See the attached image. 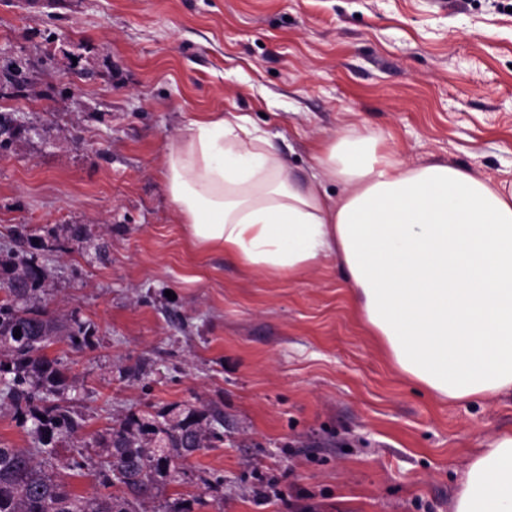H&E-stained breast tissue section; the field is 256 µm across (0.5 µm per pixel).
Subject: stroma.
<instances>
[{"mask_svg":"<svg viewBox=\"0 0 512 512\" xmlns=\"http://www.w3.org/2000/svg\"><path fill=\"white\" fill-rule=\"evenodd\" d=\"M199 112L246 117L299 176L353 125L408 165L512 183V0H0V281L15 232L42 238L48 311L93 329L47 350L85 420L61 456L132 415L218 408L223 442L147 512H454L512 396L419 386L336 259L288 279L194 246L162 169Z\"/></svg>","mask_w":512,"mask_h":512,"instance_id":"stroma-1","label":"stroma"}]
</instances>
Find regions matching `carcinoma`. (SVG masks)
<instances>
[{"instance_id":"obj_1","label":"carcinoma","mask_w":512,"mask_h":512,"mask_svg":"<svg viewBox=\"0 0 512 512\" xmlns=\"http://www.w3.org/2000/svg\"><path fill=\"white\" fill-rule=\"evenodd\" d=\"M36 248L14 253L15 272L0 283V407H9L32 436L30 448L0 447V512H140L177 461L222 439L217 427L224 426V413L213 409L206 424L190 411L176 421L129 418L108 427L68 459L66 468L92 469L98 482L92 496L75 493L56 473L58 448L77 437L84 419L67 405L71 381L46 349L59 337L87 348L91 332L77 316L59 323L38 305L46 272L36 264Z\"/></svg>"}]
</instances>
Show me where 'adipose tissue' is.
<instances>
[{
  "mask_svg": "<svg viewBox=\"0 0 512 512\" xmlns=\"http://www.w3.org/2000/svg\"><path fill=\"white\" fill-rule=\"evenodd\" d=\"M313 159L297 177L244 118L206 112L170 145L163 178L202 250L288 278L336 258L364 324L429 392L512 391V183L407 166L356 128ZM454 512H512V433L471 458Z\"/></svg>",
  "mask_w": 512,
  "mask_h": 512,
  "instance_id": "ef3b65f1",
  "label": "adipose tissue"
}]
</instances>
